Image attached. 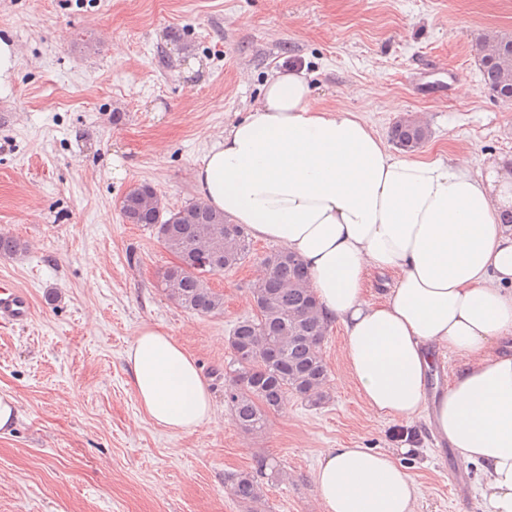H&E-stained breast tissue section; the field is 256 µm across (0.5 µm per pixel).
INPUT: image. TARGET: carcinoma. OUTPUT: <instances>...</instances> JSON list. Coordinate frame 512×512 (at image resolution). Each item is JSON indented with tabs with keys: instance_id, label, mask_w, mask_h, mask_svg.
Returning <instances> with one entry per match:
<instances>
[{
	"instance_id": "obj_1",
	"label": "carcinoma",
	"mask_w": 512,
	"mask_h": 512,
	"mask_svg": "<svg viewBox=\"0 0 512 512\" xmlns=\"http://www.w3.org/2000/svg\"><path fill=\"white\" fill-rule=\"evenodd\" d=\"M480 66L485 86L512 102V84L504 83L499 62L483 59ZM429 137L430 133L422 134L399 120L389 131L391 142L409 153L418 151ZM152 192L154 188L149 184L130 189L122 198L120 209L125 220L151 230L164 248L175 247L184 254V265L174 264L159 273L161 287L170 290L167 298L191 312H222L224 295L211 288L208 276L239 267L249 258V233L242 228L239 237H229L232 222L203 202L160 217L151 206L134 198L137 193ZM26 249L20 239L0 232L1 256H17ZM202 251L209 257L205 267L200 266ZM263 265L267 276L251 293L264 319L249 316L234 325L233 353L228 363L234 394L225 400L234 422L251 434L262 432L268 413L282 407L290 395L321 403L326 398L324 387L328 382L320 350L328 324L307 287L302 264L284 248L267 253ZM271 344L279 345L282 355L270 363L265 351ZM231 490L234 498L244 504L258 503L263 497V484L252 472L233 475Z\"/></svg>"
}]
</instances>
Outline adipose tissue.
<instances>
[{
	"label": "adipose tissue",
	"instance_id": "1",
	"mask_svg": "<svg viewBox=\"0 0 512 512\" xmlns=\"http://www.w3.org/2000/svg\"><path fill=\"white\" fill-rule=\"evenodd\" d=\"M304 74L274 76L194 172L212 209L293 252L376 415L425 420L481 471L484 512H512V161L472 173L463 159L388 150L354 112L317 109ZM391 275L368 300L369 273ZM456 358L429 401L435 355ZM137 401L177 433L209 424V384L167 332L126 351ZM324 512H414L418 486L395 452L328 449L313 475Z\"/></svg>",
	"mask_w": 512,
	"mask_h": 512
}]
</instances>
